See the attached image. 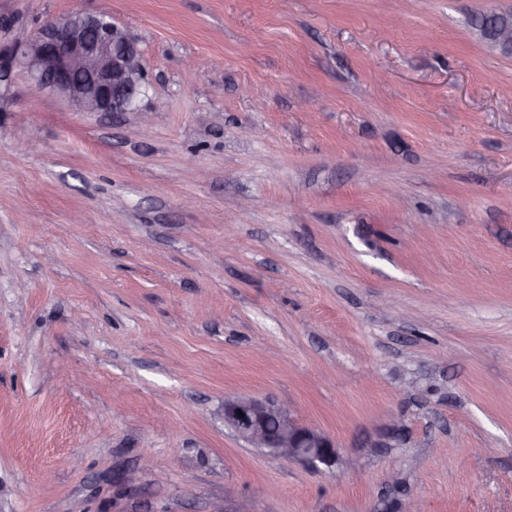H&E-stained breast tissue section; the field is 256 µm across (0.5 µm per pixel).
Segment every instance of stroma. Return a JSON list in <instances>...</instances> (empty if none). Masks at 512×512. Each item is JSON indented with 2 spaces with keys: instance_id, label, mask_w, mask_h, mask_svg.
Segmentation results:
<instances>
[{
  "instance_id": "obj_1",
  "label": "stroma",
  "mask_w": 512,
  "mask_h": 512,
  "mask_svg": "<svg viewBox=\"0 0 512 512\" xmlns=\"http://www.w3.org/2000/svg\"><path fill=\"white\" fill-rule=\"evenodd\" d=\"M75 10L147 82L0 78V512H512V0H0V51ZM224 425L256 448L315 470L330 469L339 460L335 441L295 420L285 402L250 396L225 399Z\"/></svg>"
}]
</instances>
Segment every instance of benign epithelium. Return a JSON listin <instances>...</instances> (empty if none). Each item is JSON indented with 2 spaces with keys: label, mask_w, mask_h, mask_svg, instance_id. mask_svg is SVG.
Masks as SVG:
<instances>
[{
  "label": "benign epithelium",
  "mask_w": 512,
  "mask_h": 512,
  "mask_svg": "<svg viewBox=\"0 0 512 512\" xmlns=\"http://www.w3.org/2000/svg\"><path fill=\"white\" fill-rule=\"evenodd\" d=\"M13 68L79 112H128L147 79L130 33L109 15L83 12L45 21L0 63L2 72ZM224 426L256 448L315 470L330 469L339 460L335 441L295 420L285 402L228 398Z\"/></svg>",
  "instance_id": "1"
}]
</instances>
